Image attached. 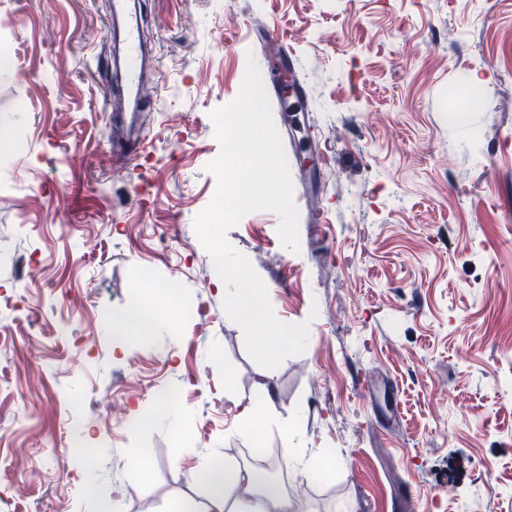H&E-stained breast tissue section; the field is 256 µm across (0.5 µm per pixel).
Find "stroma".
<instances>
[{
    "label": "stroma",
    "instance_id": "35a3bbf8",
    "mask_svg": "<svg viewBox=\"0 0 512 512\" xmlns=\"http://www.w3.org/2000/svg\"><path fill=\"white\" fill-rule=\"evenodd\" d=\"M110 3L0 0V512H94L93 487L172 512L264 450L310 512H512V0H147L159 106L137 165L112 152ZM269 27L305 93L270 103L293 203L326 217L296 253L269 210L227 233L277 318L309 325L275 369L193 227L210 113L248 64L268 77ZM143 303L152 336L113 335ZM268 393L276 418L237 433L236 403Z\"/></svg>",
    "mask_w": 512,
    "mask_h": 512
}]
</instances>
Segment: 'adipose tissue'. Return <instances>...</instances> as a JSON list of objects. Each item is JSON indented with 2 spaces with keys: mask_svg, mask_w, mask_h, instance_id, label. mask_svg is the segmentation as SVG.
Listing matches in <instances>:
<instances>
[{
  "mask_svg": "<svg viewBox=\"0 0 512 512\" xmlns=\"http://www.w3.org/2000/svg\"><path fill=\"white\" fill-rule=\"evenodd\" d=\"M206 500L178 512H302L284 487L261 479L250 466L213 465L205 471Z\"/></svg>",
  "mask_w": 512,
  "mask_h": 512,
  "instance_id": "adipose-tissue-1",
  "label": "adipose tissue"
}]
</instances>
